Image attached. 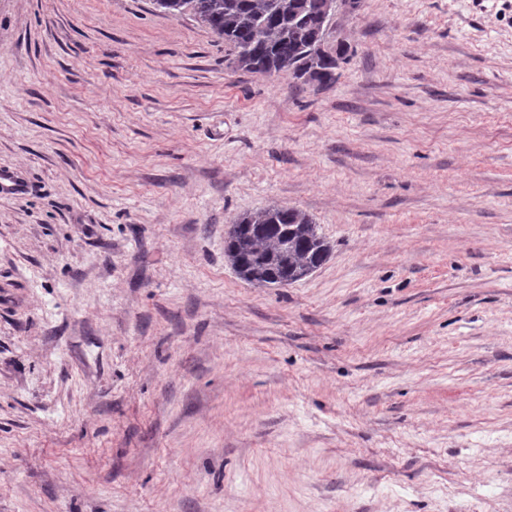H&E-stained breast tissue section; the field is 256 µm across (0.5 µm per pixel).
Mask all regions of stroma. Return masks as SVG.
<instances>
[{"mask_svg": "<svg viewBox=\"0 0 512 512\" xmlns=\"http://www.w3.org/2000/svg\"><path fill=\"white\" fill-rule=\"evenodd\" d=\"M328 88L153 0H0V512H512V0H361ZM332 247L257 288L270 205ZM330 245L300 209L273 206L245 214L231 224L224 256L244 280L285 287L307 277L329 258Z\"/></svg>", "mask_w": 512, "mask_h": 512, "instance_id": "35a3bbf8", "label": "stroma"}]
</instances>
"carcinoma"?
Wrapping results in <instances>:
<instances>
[{
  "mask_svg": "<svg viewBox=\"0 0 512 512\" xmlns=\"http://www.w3.org/2000/svg\"><path fill=\"white\" fill-rule=\"evenodd\" d=\"M327 0H154L171 16L192 15L228 47V61L249 72H286L301 87H328L348 61L349 44L336 34L327 45ZM330 245L300 209L273 206L231 224L224 256L244 280L285 287L320 268Z\"/></svg>",
  "mask_w": 512,
  "mask_h": 512,
  "instance_id": "carcinoma-1",
  "label": "carcinoma"
}]
</instances>
